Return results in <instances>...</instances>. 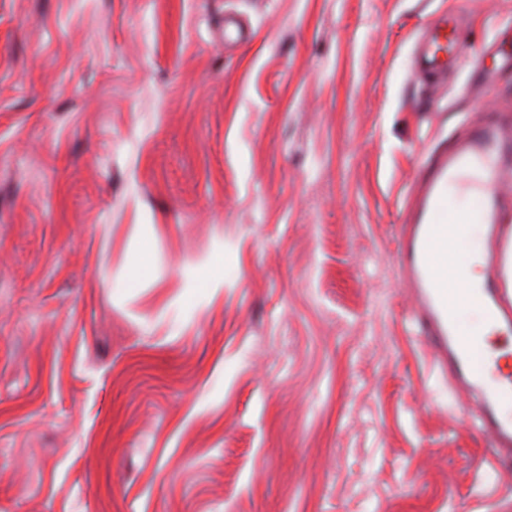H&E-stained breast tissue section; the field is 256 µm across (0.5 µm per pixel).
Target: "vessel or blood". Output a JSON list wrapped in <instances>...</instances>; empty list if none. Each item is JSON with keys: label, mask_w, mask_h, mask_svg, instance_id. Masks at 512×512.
<instances>
[{"label": "vessel or blood", "mask_w": 512, "mask_h": 512, "mask_svg": "<svg viewBox=\"0 0 512 512\" xmlns=\"http://www.w3.org/2000/svg\"><path fill=\"white\" fill-rule=\"evenodd\" d=\"M463 53L462 35L452 21H442L418 41L413 74L424 84L445 78L450 63L460 61ZM509 155L512 129L491 119L453 152L421 161L418 180L422 191L411 203L412 234L399 265L416 294L417 315L428 340L447 362L458 386L480 392L481 426L495 437L500 452L512 458V422L503 421L498 414L502 389L484 383L498 348L470 340L456 315L457 309L479 303L496 333L512 340V308L504 302L499 258L491 256L488 275L476 292L463 293L453 304L448 301L445 285L434 274L437 256L447 247L448 225L455 214L453 198H469L472 223L486 225L492 233L512 210V194L503 189L505 178L512 175V166L505 162Z\"/></svg>", "instance_id": "vessel-or-blood-1"}]
</instances>
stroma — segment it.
<instances>
[{"mask_svg":"<svg viewBox=\"0 0 512 512\" xmlns=\"http://www.w3.org/2000/svg\"><path fill=\"white\" fill-rule=\"evenodd\" d=\"M511 59L512 0H0V512H512L397 263ZM464 39L451 20L428 29L418 41L413 74L417 81L429 84L445 78L450 70L449 63L456 64L464 58Z\"/></svg>","mask_w":512,"mask_h":512,"instance_id":"35a3bbf8","label":"stroma"}]
</instances>
